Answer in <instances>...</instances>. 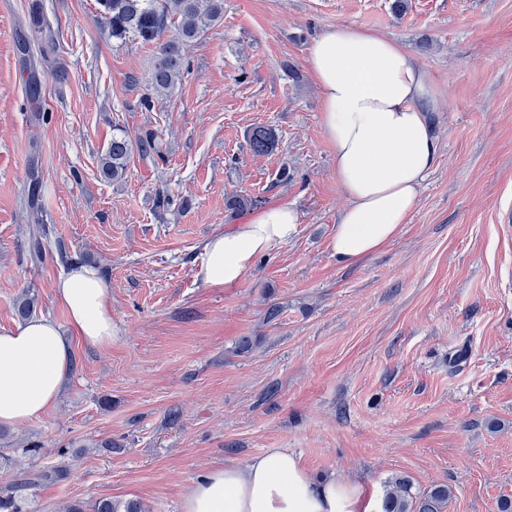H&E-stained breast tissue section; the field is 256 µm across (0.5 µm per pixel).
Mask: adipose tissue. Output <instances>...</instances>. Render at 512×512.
Wrapping results in <instances>:
<instances>
[{
	"label": "adipose tissue",
	"instance_id": "obj_1",
	"mask_svg": "<svg viewBox=\"0 0 512 512\" xmlns=\"http://www.w3.org/2000/svg\"><path fill=\"white\" fill-rule=\"evenodd\" d=\"M321 90L323 124L336 180L349 199L336 226L333 253L349 264L375 254L406 223L434 167L438 141L429 114L436 89L403 46L349 27L329 29L308 48ZM287 204L256 211L244 224L213 235L197 277L213 288L241 282L256 259L297 234ZM69 325L84 342L112 345V291L98 269L73 266L54 284ZM72 337L49 318L0 328V425L39 418L58 397L72 364ZM359 485L313 479L299 457L271 448L245 464H227L197 479L182 512H371Z\"/></svg>",
	"mask_w": 512,
	"mask_h": 512
}]
</instances>
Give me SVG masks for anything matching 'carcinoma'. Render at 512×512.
<instances>
[{
  "label": "carcinoma",
  "instance_id": "obj_1",
  "mask_svg": "<svg viewBox=\"0 0 512 512\" xmlns=\"http://www.w3.org/2000/svg\"><path fill=\"white\" fill-rule=\"evenodd\" d=\"M100 17L110 26L112 36L130 37L143 44L155 46L156 60L149 77L151 93L142 99L150 111L155 100L167 95L187 71L185 49L198 40L224 15V0H97ZM248 145L257 156L273 152L278 145L274 128L255 126L247 135ZM143 155L158 152L157 137L152 133L131 138L124 130L112 134L99 158V172L106 180L119 181L126 175L133 151ZM257 199L237 193L227 200V209L233 213L256 205ZM31 224L27 227L31 261L41 263L46 257L45 243L53 227L44 222L42 212L30 205ZM410 480L396 477L388 482L382 501V512H442L453 495L448 485L431 487L414 496ZM93 512H144L136 501L125 503L102 499L93 504Z\"/></svg>",
  "mask_w": 512,
  "mask_h": 512
}]
</instances>
